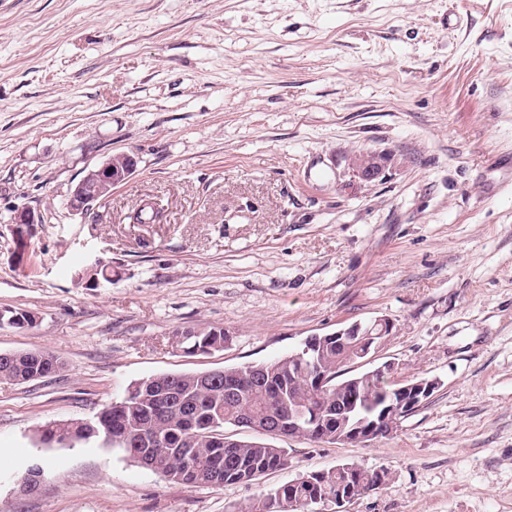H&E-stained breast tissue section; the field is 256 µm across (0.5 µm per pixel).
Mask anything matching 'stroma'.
<instances>
[{
	"label": "stroma",
	"instance_id": "obj_1",
	"mask_svg": "<svg viewBox=\"0 0 512 512\" xmlns=\"http://www.w3.org/2000/svg\"><path fill=\"white\" fill-rule=\"evenodd\" d=\"M386 158L366 181L351 161ZM138 160L90 214L87 171ZM143 203L160 224H133ZM40 215L26 254L11 218ZM111 284L77 275L95 261ZM0 512H227L341 463L344 512H512V0H0ZM377 317V359L439 388L370 446L281 438L285 468L187 487L99 443L45 444L137 380L270 361ZM224 327L188 356L174 330ZM44 469L35 489L23 477ZM12 359L4 360L0 354V380L26 383L63 369L59 357L48 351L20 352Z\"/></svg>",
	"mask_w": 512,
	"mask_h": 512
}]
</instances>
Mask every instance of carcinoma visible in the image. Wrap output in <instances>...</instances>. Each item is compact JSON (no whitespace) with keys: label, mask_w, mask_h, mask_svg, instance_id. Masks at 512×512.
Here are the masks:
<instances>
[{"label":"carcinoma","mask_w":512,"mask_h":512,"mask_svg":"<svg viewBox=\"0 0 512 512\" xmlns=\"http://www.w3.org/2000/svg\"><path fill=\"white\" fill-rule=\"evenodd\" d=\"M160 211L144 203L129 216L132 224H154ZM26 311L1 310L0 325L31 326ZM173 339L189 356L221 351L228 333L220 326L177 331ZM357 356V345H336V337L322 336L304 356L283 358L222 370L163 373L131 384L124 395L103 407L91 420L57 421L42 430L46 443L101 441L121 449L130 459L169 480L185 485L250 483L280 469L287 449L251 438H233L237 421L252 425L264 437H303L348 433L353 426L377 419L390 403L392 387L376 374L363 372L341 377L342 368ZM63 369L59 357L48 351L20 352L0 357V380L26 383ZM356 397L348 421L336 424V409ZM304 416L288 425V407ZM370 471L343 463L327 471L301 475L291 485L262 493L235 512H307L315 505L336 508L339 496H356L355 487Z\"/></svg>","instance_id":"cac0c4a2"}]
</instances>
